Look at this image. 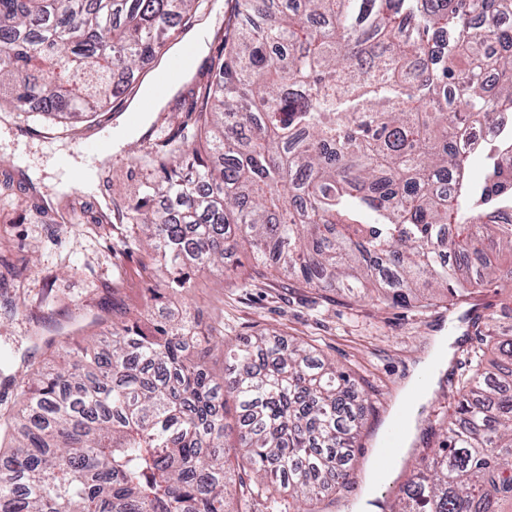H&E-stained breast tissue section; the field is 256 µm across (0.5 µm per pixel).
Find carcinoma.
Listing matches in <instances>:
<instances>
[{"instance_id": "cac0c4a2", "label": "carcinoma", "mask_w": 512, "mask_h": 512, "mask_svg": "<svg viewBox=\"0 0 512 512\" xmlns=\"http://www.w3.org/2000/svg\"><path fill=\"white\" fill-rule=\"evenodd\" d=\"M209 0H0V108L90 119ZM512 0H232L222 45L162 149L137 158L125 207L163 288L224 272L235 249L267 271L385 306L454 303L512 270ZM191 137L209 158L187 152ZM484 154L472 182V158ZM196 317L114 322L92 347L16 384L0 447V512H256L309 508L350 484L374 395L304 344L260 333L205 367ZM469 314L452 414L426 429L389 512H512V336ZM239 425L224 445L225 407Z\"/></svg>"}]
</instances>
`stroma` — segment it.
Returning <instances> with one entry per match:
<instances>
[{
  "label": "stroma",
  "mask_w": 512,
  "mask_h": 512,
  "mask_svg": "<svg viewBox=\"0 0 512 512\" xmlns=\"http://www.w3.org/2000/svg\"><path fill=\"white\" fill-rule=\"evenodd\" d=\"M130 100L122 98L95 119L64 127L35 120L34 137L19 136V119L0 116V421L16 402L15 376L52 362L58 342L77 348L95 333V323L113 310L137 317L148 306L173 312L171 298L153 303L162 281L136 225L113 222L116 207L141 190L133 149L148 141H125L98 165L92 186H71L58 163L74 137L115 127ZM204 324L223 328L228 339L259 332L304 342L380 393L384 404L368 416L361 436L356 485L325 512H353L372 475L378 438L388 414L431 338L467 310L490 313L512 332V280L472 295L464 303L422 313L414 307H380L319 291L286 276L258 275L247 254L229 256L223 276L196 274L184 292Z\"/></svg>",
  "instance_id": "1"
}]
</instances>
